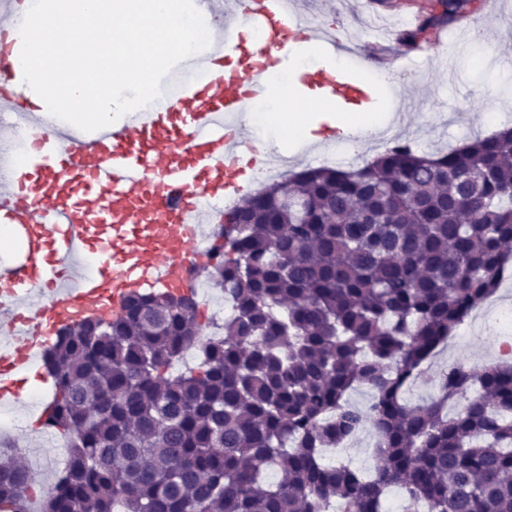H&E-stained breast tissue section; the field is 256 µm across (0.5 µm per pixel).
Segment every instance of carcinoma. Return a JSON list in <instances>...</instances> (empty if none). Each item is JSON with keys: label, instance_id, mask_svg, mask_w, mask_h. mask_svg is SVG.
<instances>
[{"label": "carcinoma", "instance_id": "1", "mask_svg": "<svg viewBox=\"0 0 512 512\" xmlns=\"http://www.w3.org/2000/svg\"><path fill=\"white\" fill-rule=\"evenodd\" d=\"M475 9L433 0L401 42ZM233 214L194 270L235 307L201 366L172 372L204 324L169 290L55 335L45 424L69 435L70 462L47 512H384L391 487L403 512H512V364L451 363L433 397L404 398L509 270L512 126L306 168ZM357 388L367 405L348 402ZM367 426L372 467L324 461ZM29 479L0 449V512H19Z\"/></svg>", "mask_w": 512, "mask_h": 512}]
</instances>
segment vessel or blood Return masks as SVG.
Instances as JSON below:
<instances>
[{
  "mask_svg": "<svg viewBox=\"0 0 512 512\" xmlns=\"http://www.w3.org/2000/svg\"><path fill=\"white\" fill-rule=\"evenodd\" d=\"M215 15L213 53L230 46L232 71L207 69L162 112H135L87 137L50 129L33 149V170L13 163L16 120L43 122L10 86L13 63L0 52V218L21 235L23 260L0 266V402L20 395V375L57 326L118 311L146 285H187L186 257L213 203L239 192L258 151L239 116L264 75L294 42L335 47L307 26L297 0H201ZM256 29L260 40L235 36ZM329 100L374 107L373 89L350 76H318Z\"/></svg>",
  "mask_w": 512,
  "mask_h": 512,
  "instance_id": "b4317fda",
  "label": "vessel or blood"
}]
</instances>
